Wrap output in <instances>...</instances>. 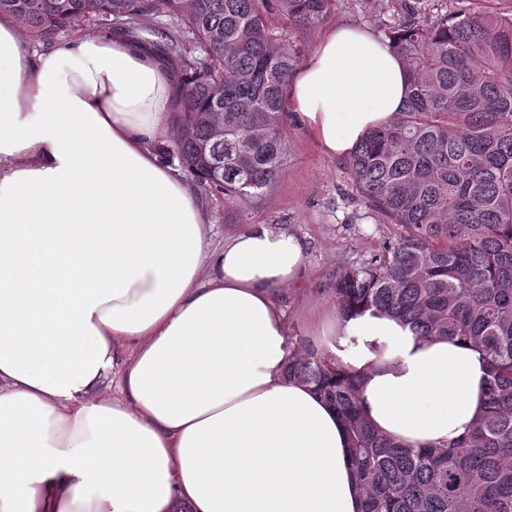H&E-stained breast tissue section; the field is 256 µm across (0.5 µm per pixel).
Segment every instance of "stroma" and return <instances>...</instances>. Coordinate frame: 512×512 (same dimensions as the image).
<instances>
[{"mask_svg": "<svg viewBox=\"0 0 512 512\" xmlns=\"http://www.w3.org/2000/svg\"><path fill=\"white\" fill-rule=\"evenodd\" d=\"M401 11V0H373L362 10L358 0H337L335 9L312 28L297 32L306 52H313L331 29L348 23L381 33ZM212 226L214 245L254 224H268L297 236L304 256L296 285L277 296L288 322L291 342L323 347L318 331L334 312L329 288L341 264H359L381 249L400 228L369 211L356 191L345 161L326 154L310 133L293 124L287 133V165L279 181L262 198L233 208L224 197L200 191Z\"/></svg>", "mask_w": 512, "mask_h": 512, "instance_id": "obj_1", "label": "stroma"}]
</instances>
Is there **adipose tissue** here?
<instances>
[{
	"label": "adipose tissue",
	"instance_id": "adipose-tissue-1",
	"mask_svg": "<svg viewBox=\"0 0 512 512\" xmlns=\"http://www.w3.org/2000/svg\"><path fill=\"white\" fill-rule=\"evenodd\" d=\"M178 75L157 37L34 49L0 13V512H361L347 436L289 381L275 294L304 245L254 224L222 247L165 162ZM388 40L330 30L288 88L329 155L406 103ZM354 336L383 433L449 442L481 413L486 361L373 312Z\"/></svg>",
	"mask_w": 512,
	"mask_h": 512
}]
</instances>
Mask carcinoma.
Here are the masks:
<instances>
[{
    "instance_id": "cac0c4a2",
    "label": "carcinoma",
    "mask_w": 512,
    "mask_h": 512,
    "mask_svg": "<svg viewBox=\"0 0 512 512\" xmlns=\"http://www.w3.org/2000/svg\"><path fill=\"white\" fill-rule=\"evenodd\" d=\"M336 0H0L21 30L50 39L75 26L135 29L157 14L182 79L172 152L195 184L229 206L263 196L286 157L287 90L304 46L274 28L322 20ZM403 63L402 111L372 130L347 168L368 205L402 232L380 253L337 267L342 318L367 309L421 341L456 339L487 362L485 406L442 446L378 431L359 401L360 374L305 342L287 379L314 388L342 418L363 512H512V10L403 0L384 27ZM224 113V137L209 117ZM224 157V169L213 165Z\"/></svg>"
}]
</instances>
